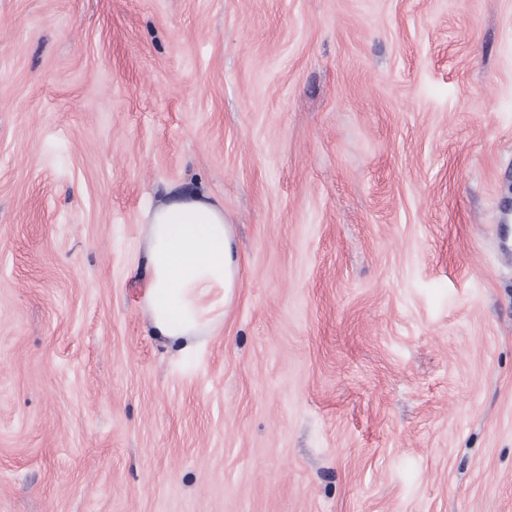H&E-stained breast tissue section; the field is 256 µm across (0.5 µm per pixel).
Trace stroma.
<instances>
[{
	"instance_id": "1",
	"label": "stroma",
	"mask_w": 512,
	"mask_h": 512,
	"mask_svg": "<svg viewBox=\"0 0 512 512\" xmlns=\"http://www.w3.org/2000/svg\"><path fill=\"white\" fill-rule=\"evenodd\" d=\"M170 187L241 266L191 359ZM0 512H512V0H0ZM141 305L151 336L195 357L224 323L239 281L235 240L224 209L201 192L173 194L146 213Z\"/></svg>"
}]
</instances>
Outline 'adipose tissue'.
I'll return each mask as SVG.
<instances>
[{
	"label": "adipose tissue",
	"mask_w": 512,
	"mask_h": 512,
	"mask_svg": "<svg viewBox=\"0 0 512 512\" xmlns=\"http://www.w3.org/2000/svg\"><path fill=\"white\" fill-rule=\"evenodd\" d=\"M141 261L152 336L180 357H195L223 325L239 281L223 208L201 192L169 196L146 213Z\"/></svg>",
	"instance_id": "ef3b65f1"
}]
</instances>
